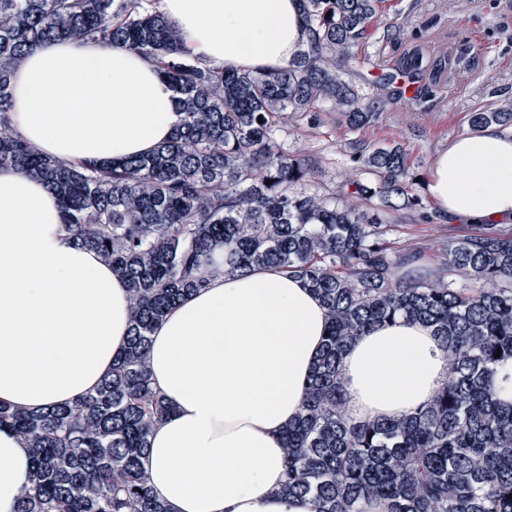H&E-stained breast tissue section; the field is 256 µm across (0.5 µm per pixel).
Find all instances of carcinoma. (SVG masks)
<instances>
[{
  "label": "carcinoma",
  "mask_w": 512,
  "mask_h": 512,
  "mask_svg": "<svg viewBox=\"0 0 512 512\" xmlns=\"http://www.w3.org/2000/svg\"><path fill=\"white\" fill-rule=\"evenodd\" d=\"M382 0H301L307 42L276 72L235 73L183 49L159 0H0V169L40 178L60 200L76 242L130 285V340L112 375L72 405H0V429L30 451L34 480L17 512H169L141 459L170 411L147 361L154 327L209 278L276 266L303 279L328 312V333L283 431L279 494L315 512H512V233L487 229L438 244L430 278L397 275L417 250L396 245L393 211L425 212L402 144H364L355 174L328 191L308 186L316 158L288 152L279 132L299 113L334 112L350 130L397 98L396 74L416 76L415 50L380 93L345 81ZM125 46L158 62L180 125L151 154L107 166L43 156L12 126L10 78L46 40ZM477 131L512 127V105L469 113ZM224 263L212 265L216 248ZM420 321L438 338L448 377L399 419L359 423L341 394L342 355L374 325ZM499 357H493L497 350Z\"/></svg>",
  "instance_id": "1"
}]
</instances>
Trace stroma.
<instances>
[{
    "label": "stroma",
    "mask_w": 512,
    "mask_h": 512,
    "mask_svg": "<svg viewBox=\"0 0 512 512\" xmlns=\"http://www.w3.org/2000/svg\"><path fill=\"white\" fill-rule=\"evenodd\" d=\"M378 24L392 26L391 35L360 45L357 56H370L371 62L352 64L346 80L368 87L379 69L396 68L407 52L418 48L428 60L435 95L423 105L392 101L375 125L358 131L348 130L333 113L317 123L306 114L298 117L281 132L280 141L288 151L319 160V188L337 187L350 173L356 141L403 143L411 173L426 180L438 152L469 133L470 112L492 111L512 99V0H385ZM428 212L425 220L400 211L391 221L399 227V244L417 247L421 265L430 269L438 241L474 232L475 227L449 223L433 206Z\"/></svg>",
    "instance_id": "obj_1"
}]
</instances>
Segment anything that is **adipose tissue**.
<instances>
[{"label": "adipose tissue", "instance_id": "obj_1", "mask_svg": "<svg viewBox=\"0 0 512 512\" xmlns=\"http://www.w3.org/2000/svg\"><path fill=\"white\" fill-rule=\"evenodd\" d=\"M186 47L229 71L275 72L302 51L299 0H160ZM10 120L45 155L77 163L150 153L175 133L174 94L149 59L121 46L48 40L11 81ZM428 198L456 224L512 223V129L490 125L439 152ZM327 334V311L274 267L218 277L184 297L152 333L154 388L171 410L142 459L170 512H314L282 498L281 442ZM129 335V292L74 243L56 195L0 170V404H74L111 373ZM448 374L431 330L398 319L343 355L342 389L361 422L425 403ZM25 442L0 430V512L30 485Z\"/></svg>", "mask_w": 512, "mask_h": 512}]
</instances>
